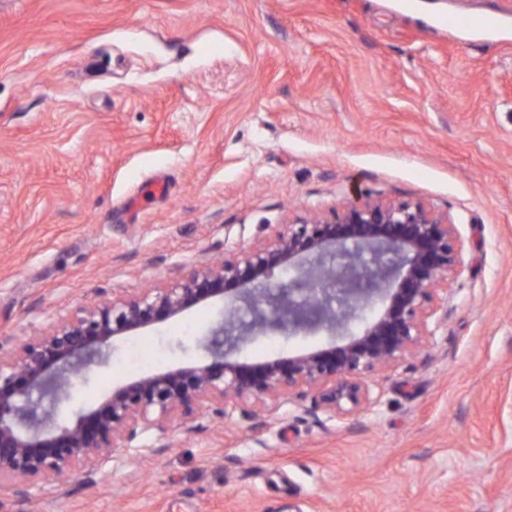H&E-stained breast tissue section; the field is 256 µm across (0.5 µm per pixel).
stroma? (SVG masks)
<instances>
[{"label":"stroma","instance_id":"35a3bbf8","mask_svg":"<svg viewBox=\"0 0 512 512\" xmlns=\"http://www.w3.org/2000/svg\"><path fill=\"white\" fill-rule=\"evenodd\" d=\"M512 0H0V349L112 292L330 214L352 192L454 223L448 316L350 418L283 399L148 432L0 512H512ZM165 177L164 195L147 193ZM216 297L114 342L57 421L206 359ZM268 331L246 362L323 347ZM448 28L478 32L486 36H493L501 31L505 24V19L500 15L474 18L466 14H448L446 20Z\"/></svg>","mask_w":512,"mask_h":512}]
</instances>
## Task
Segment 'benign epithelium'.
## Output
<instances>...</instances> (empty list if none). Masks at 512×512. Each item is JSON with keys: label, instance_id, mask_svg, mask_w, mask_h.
Instances as JSON below:
<instances>
[{"label": "benign epithelium", "instance_id": "obj_1", "mask_svg": "<svg viewBox=\"0 0 512 512\" xmlns=\"http://www.w3.org/2000/svg\"><path fill=\"white\" fill-rule=\"evenodd\" d=\"M459 264L448 216L422 201L356 198L329 216H296L248 248L190 267L171 286L122 291L55 319L0 351V483L22 494L33 481L54 483L140 434L163 436L176 421L187 426L213 405L265 419L281 399L313 391L323 411L350 416L370 404L369 376L426 345L440 292ZM279 275L288 279L271 294L267 285ZM216 296L224 297V324L208 344L211 361L146 372L73 421L55 422L72 379L114 341ZM319 327L338 340L295 357H237L264 330Z\"/></svg>", "mask_w": 512, "mask_h": 512}]
</instances>
